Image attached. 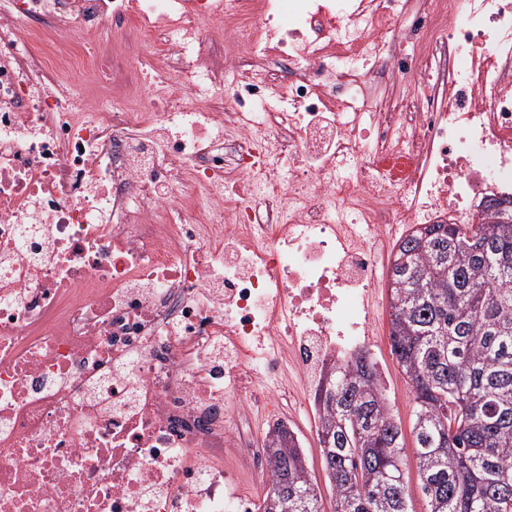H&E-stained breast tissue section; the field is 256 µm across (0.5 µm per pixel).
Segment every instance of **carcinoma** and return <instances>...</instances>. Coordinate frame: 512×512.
Masks as SVG:
<instances>
[{"label": "carcinoma", "instance_id": "obj_1", "mask_svg": "<svg viewBox=\"0 0 512 512\" xmlns=\"http://www.w3.org/2000/svg\"><path fill=\"white\" fill-rule=\"evenodd\" d=\"M388 277L390 340L411 385L426 512H512V208L479 224H417ZM321 463L335 512H412L401 422L364 354L316 394ZM273 481L258 512H322L300 441L264 438Z\"/></svg>", "mask_w": 512, "mask_h": 512}]
</instances>
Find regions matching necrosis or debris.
<instances>
[{
    "label": "necrosis or debris",
    "mask_w": 512,
    "mask_h": 512,
    "mask_svg": "<svg viewBox=\"0 0 512 512\" xmlns=\"http://www.w3.org/2000/svg\"><path fill=\"white\" fill-rule=\"evenodd\" d=\"M505 188L512 0H0V512H254L252 409Z\"/></svg>",
    "instance_id": "necrosis-or-debris-1"
}]
</instances>
